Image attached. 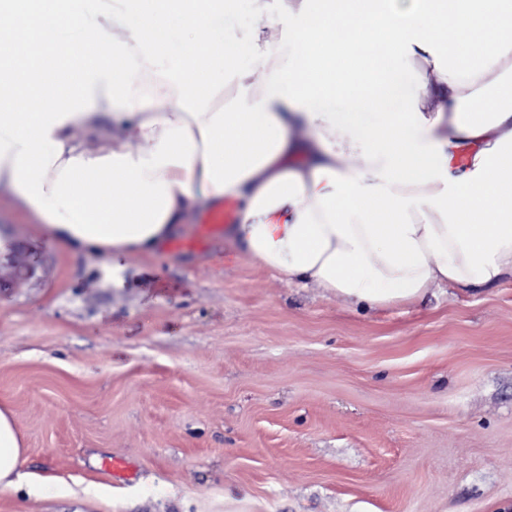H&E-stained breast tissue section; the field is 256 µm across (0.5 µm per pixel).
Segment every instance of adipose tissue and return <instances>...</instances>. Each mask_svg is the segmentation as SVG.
<instances>
[{
    "mask_svg": "<svg viewBox=\"0 0 512 512\" xmlns=\"http://www.w3.org/2000/svg\"><path fill=\"white\" fill-rule=\"evenodd\" d=\"M244 4L257 22L225 42ZM0 191L116 285L229 197L231 236L287 283L365 309L492 286L512 276V0H0ZM24 456L0 406V492L42 489Z\"/></svg>",
    "mask_w": 512,
    "mask_h": 512,
    "instance_id": "obj_1",
    "label": "adipose tissue"
}]
</instances>
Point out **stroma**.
Wrapping results in <instances>:
<instances>
[{"mask_svg": "<svg viewBox=\"0 0 512 512\" xmlns=\"http://www.w3.org/2000/svg\"><path fill=\"white\" fill-rule=\"evenodd\" d=\"M198 221L116 287L0 195V512H512L511 278L364 311ZM24 456L25 445L14 412L5 405L0 406V492L21 489Z\"/></svg>", "mask_w": 512, "mask_h": 512, "instance_id": "stroma-1", "label": "stroma"}]
</instances>
